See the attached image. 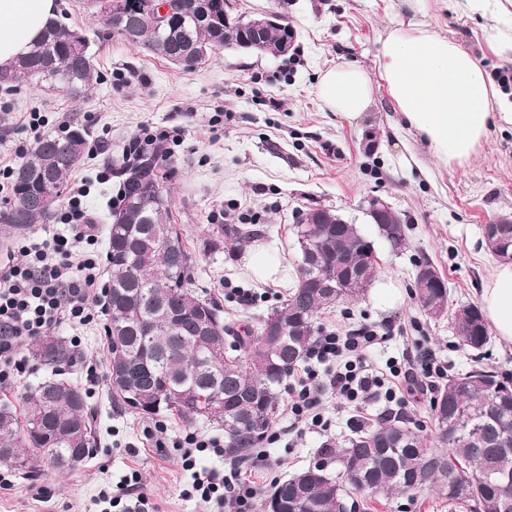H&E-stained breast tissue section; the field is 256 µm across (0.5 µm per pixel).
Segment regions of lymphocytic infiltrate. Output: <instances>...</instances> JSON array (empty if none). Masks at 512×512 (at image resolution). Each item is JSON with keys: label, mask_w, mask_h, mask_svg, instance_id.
<instances>
[{"label": "lymphocytic infiltrate", "mask_w": 512, "mask_h": 512, "mask_svg": "<svg viewBox=\"0 0 512 512\" xmlns=\"http://www.w3.org/2000/svg\"><path fill=\"white\" fill-rule=\"evenodd\" d=\"M88 193L86 186L74 188L56 216L57 223L70 225V234L49 239L34 234L0 254L1 388L26 373L22 349L27 342L65 323L89 324L95 308L105 303L108 284L95 251L98 226L84 204ZM383 339L374 325L321 331L305 366L290 375L291 428L300 433L327 430L322 409L333 400L364 403L382 396L394 401L398 381L417 372L431 380L444 378L445 367L419 341L402 360L374 366L366 349ZM174 444L182 469L190 474L185 494L196 498L204 512H254L257 489L242 481L238 471L221 475L198 464L207 454L223 456V438L189 432Z\"/></svg>", "instance_id": "1"}]
</instances>
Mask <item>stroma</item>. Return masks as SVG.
<instances>
[{
	"mask_svg": "<svg viewBox=\"0 0 512 512\" xmlns=\"http://www.w3.org/2000/svg\"><path fill=\"white\" fill-rule=\"evenodd\" d=\"M56 5L58 14L88 37L98 81L82 99L40 84L1 86L0 162L18 165L15 149L33 138L29 113H40L51 125L65 121L87 128L104 150L87 155L70 181L90 185L88 206L104 227L119 182L98 184L102 166L122 157L141 126L184 129L165 167L170 221L181 226L197 264L194 290L217 299L226 318L253 323L281 305L298 260L293 226L307 207L322 206L356 225L372 243L378 274L393 279L400 299L386 307L364 292L323 311L320 328L388 321L395 326L392 337L368 350L376 363L399 357L410 340L422 338L449 374L473 366V354L460 344L451 318L434 320L420 311L412 294L414 266L426 259L440 271L450 307L479 305L497 261L484 228L512 223V125L493 123L465 165L441 164L377 80V55L391 28L420 23L474 56L499 95L512 100V83L499 78L501 70L512 69V54L497 46L498 38L512 36V0H489L483 10L467 9L463 0H236V13L248 17L273 9L285 13L295 30L293 49L274 57L223 48L193 69L107 36L86 0H56ZM347 64L376 78L373 102L357 125L329 112L316 92L321 71ZM376 197L403 219L401 251L391 248L368 216V202ZM227 224L255 235L241 250L228 251L222 232ZM267 244L279 274L263 282L247 264L251 252ZM239 288L256 292L253 305L240 304ZM106 325L102 315L83 327L52 328V335L65 341L81 337V358L52 369L28 358V371L17 385L0 389L1 397L18 405L47 378L77 383L95 412L97 432L92 457L77 468L60 473L40 463L35 473L12 475L10 486L0 488V512H102V493H116L120 479L134 471L149 512H198L196 502L182 495L190 477L176 465L175 449L156 448L145 439L154 419L117 409L112 401ZM91 366L99 378L94 385L86 379ZM432 395L414 385L388 405L336 404L325 413L330 428L324 434L290 432L287 421L274 416L278 439L267 447L274 466L248 471L247 477L267 490L318 461L325 440L346 441L387 408L434 442Z\"/></svg>",
	"mask_w": 512,
	"mask_h": 512,
	"instance_id": "1",
	"label": "stroma"
}]
</instances>
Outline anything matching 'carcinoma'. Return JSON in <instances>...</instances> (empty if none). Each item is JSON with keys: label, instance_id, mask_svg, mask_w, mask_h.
Segmentation results:
<instances>
[{"label": "carcinoma", "instance_id": "cac0c4a2", "mask_svg": "<svg viewBox=\"0 0 512 512\" xmlns=\"http://www.w3.org/2000/svg\"><path fill=\"white\" fill-rule=\"evenodd\" d=\"M200 11L173 26L157 28L136 9L128 10V44L167 61H177L195 46L206 51L239 46L255 35L242 27L224 28V0H199ZM287 18L260 41L276 47L294 41ZM88 40L54 20L7 72L0 85L29 82L63 89L79 99L97 83ZM87 147V132L71 126L65 134L37 141L11 177L12 201L0 210V224L24 230L50 221L54 211L40 199L61 197ZM157 152L131 162L123 158L113 173L120 179L122 204L112 210L107 229L109 293L105 331L112 369V400L145 418L172 414L186 423L202 418L224 429V451L238 461L263 444L278 405V388L313 346L318 315L357 298L362 289L320 287L324 274L343 282L369 265L371 245L353 224H295L300 248L297 282L281 305L277 334L236 331L224 325V306L192 288V255L176 225L168 223V199L161 183ZM498 255H512V224H500ZM253 231L224 225L231 249L248 242ZM423 312L440 318L448 312L446 283L415 289ZM471 321L454 318L462 343L474 351L491 341L478 308ZM210 323L214 330L200 336ZM35 354L45 366L70 359L64 342L41 339ZM216 399L223 409L207 407ZM438 448H430L402 416H390L362 429L343 446L327 442L320 456L332 458L339 473L317 464L276 482L263 494L262 512H339L356 507L354 496L387 498L432 491L458 512H512V378L479 366L452 376L431 401ZM94 414L83 391L68 380H48L24 398L17 410L0 402V462L28 472L45 461L59 472L62 461L92 456Z\"/></svg>", "mask_w": 512, "mask_h": 512}]
</instances>
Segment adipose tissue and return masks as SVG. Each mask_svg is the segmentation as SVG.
<instances>
[{
	"label": "adipose tissue",
	"instance_id": "ef3b65f1",
	"mask_svg": "<svg viewBox=\"0 0 512 512\" xmlns=\"http://www.w3.org/2000/svg\"><path fill=\"white\" fill-rule=\"evenodd\" d=\"M55 0H0V71L8 70L42 34ZM379 77L409 127L443 164H464L477 153L491 121L512 125V104L492 112L495 91L486 73L457 44L420 24L390 31L378 55ZM317 94L348 122L360 121L374 85L359 66L322 71ZM481 304L501 339L512 342V263H499L485 282Z\"/></svg>",
	"mask_w": 512,
	"mask_h": 512
}]
</instances>
